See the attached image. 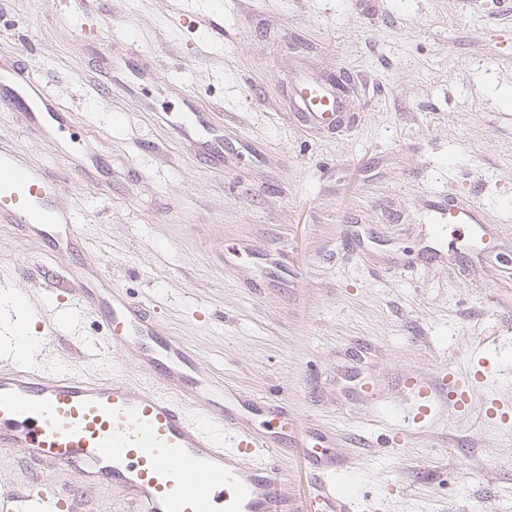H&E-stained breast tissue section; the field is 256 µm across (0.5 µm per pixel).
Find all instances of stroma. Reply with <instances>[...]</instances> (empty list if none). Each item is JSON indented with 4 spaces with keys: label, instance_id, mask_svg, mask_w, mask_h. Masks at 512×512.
I'll return each instance as SVG.
<instances>
[{
    "label": "stroma",
    "instance_id": "1",
    "mask_svg": "<svg viewBox=\"0 0 512 512\" xmlns=\"http://www.w3.org/2000/svg\"><path fill=\"white\" fill-rule=\"evenodd\" d=\"M90 27L131 52L109 77ZM12 56L111 164L105 190L0 112L1 135L65 176L84 261L226 382L328 434L357 497L512 512V427L448 411L387 444L398 377L477 341L496 367L484 391L512 406V0H0ZM324 71L348 77L356 114L326 138L289 97ZM190 105L223 133V164L169 127ZM438 196L480 207L493 244L463 224L432 240ZM43 254L0 223V272L35 308L56 302Z\"/></svg>",
    "mask_w": 512,
    "mask_h": 512
}]
</instances>
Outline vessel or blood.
Listing matches in <instances>:
<instances>
[{
    "label": "vessel or blood",
    "mask_w": 512,
    "mask_h": 512,
    "mask_svg": "<svg viewBox=\"0 0 512 512\" xmlns=\"http://www.w3.org/2000/svg\"><path fill=\"white\" fill-rule=\"evenodd\" d=\"M335 81L330 75L297 86L299 119L329 134L355 120L343 112ZM0 112L22 113L35 135L97 181L104 159L88 142L63 138L65 112L24 63L0 60ZM169 125L198 142L210 163L221 161L222 135L205 113L181 112ZM437 212L478 236L489 232L479 208L443 203ZM0 222L47 242L50 258L86 247L65 178L1 137ZM53 285L56 296L79 300L64 308L53 333L78 330L82 313L96 312L101 330L83 338V354L104 370L89 377L68 363L49 366L0 337V449L41 478L0 492V512H97L92 496L103 488L122 492L126 512H381V501L357 499L337 483L336 457L315 432L303 447L314 490L290 494L287 408L228 386L103 270L72 265ZM129 349L138 354L137 380L119 368ZM490 371L487 363L461 368L451 361L434 379L405 377L407 422L431 420L444 401L460 413L475 407L483 419L512 421V407L499 399H475ZM247 414L265 415V431L244 429Z\"/></svg>",
    "instance_id": "1"
}]
</instances>
